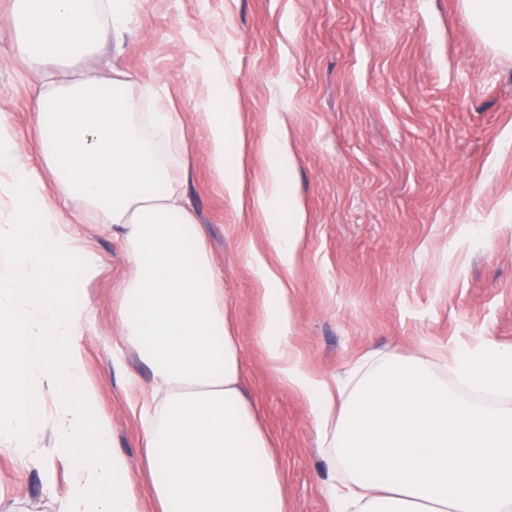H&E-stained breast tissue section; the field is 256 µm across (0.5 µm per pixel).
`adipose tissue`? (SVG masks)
I'll return each mask as SVG.
<instances>
[{
    "label": "adipose tissue",
    "instance_id": "ef3b65f1",
    "mask_svg": "<svg viewBox=\"0 0 512 512\" xmlns=\"http://www.w3.org/2000/svg\"><path fill=\"white\" fill-rule=\"evenodd\" d=\"M137 0H12L7 18L20 58L40 69L34 130L40 165L21 158L0 113V419L21 464L71 465L60 512H287L284 475L257 411L244 394L240 344L229 323L224 276L180 191L186 136L179 113L149 89L143 114L129 74L87 78L79 65L106 42L133 34ZM476 31L512 54V0H464ZM236 87L220 85L202 106L207 161L222 191L242 199L244 133ZM294 154L279 117L267 133L266 190L253 198L283 266L298 249L306 214L282 194ZM55 189L47 201V189ZM111 225L130 266L113 314L120 338L150 371L140 406L146 470L136 476L110 449L111 422L94 412L82 329L88 303L75 300L100 268L65 229L67 210ZM264 350L276 378L306 401L321 429L320 452L340 485L332 512H512V409L480 406L512 395V345L489 337L437 360L377 353L328 384L292 345L290 291L265 265ZM448 369L454 383L437 373ZM51 395V444L31 395ZM98 447L86 455L85 440ZM144 482L147 496L134 487Z\"/></svg>",
    "mask_w": 512,
    "mask_h": 512
}]
</instances>
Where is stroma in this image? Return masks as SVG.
<instances>
[{
	"mask_svg": "<svg viewBox=\"0 0 512 512\" xmlns=\"http://www.w3.org/2000/svg\"><path fill=\"white\" fill-rule=\"evenodd\" d=\"M134 38L105 44L91 73L129 72L135 87L165 88L181 112L191 155L180 185L224 274L245 391L287 475L288 512H329L321 433L300 395L274 376L262 347L266 285L255 260L279 270L264 217L222 194L195 105L199 49L234 60L248 140L246 190L266 172V127L285 120L295 163L286 192L307 214L289 273L293 344L305 366L334 383L366 355L450 352L489 336L512 344V54L473 29L463 0H143ZM38 69L16 56L0 24V109L37 161L31 96ZM68 232L101 262L81 288L92 305L83 333L98 409L111 445L131 464L141 430L129 382L149 377L136 359L116 368L112 305L129 267L112 227L94 215ZM54 486L39 466L0 445V512H58L70 469Z\"/></svg>",
	"mask_w": 512,
	"mask_h": 512,
	"instance_id": "1",
	"label": "stroma"
}]
</instances>
